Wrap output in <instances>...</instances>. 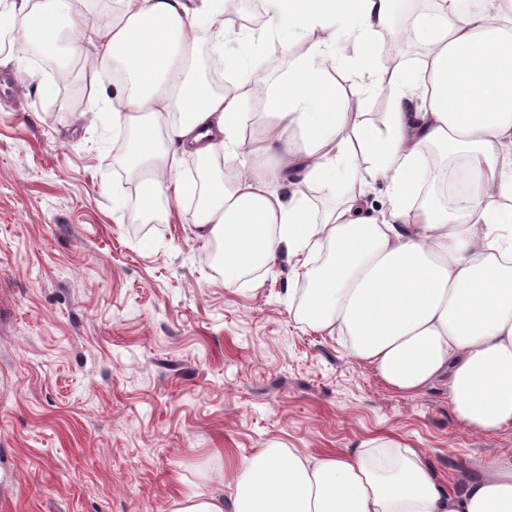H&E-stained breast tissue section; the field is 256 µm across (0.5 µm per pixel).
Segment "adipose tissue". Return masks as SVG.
<instances>
[{
  "label": "adipose tissue",
  "instance_id": "obj_1",
  "mask_svg": "<svg viewBox=\"0 0 512 512\" xmlns=\"http://www.w3.org/2000/svg\"><path fill=\"white\" fill-rule=\"evenodd\" d=\"M214 0H117L99 20L85 0H0L11 46L66 45L99 85L119 72L112 120L130 126L122 159L143 217L164 221L171 198L198 193L191 220L201 239L224 244V282L255 263L293 260L310 281L302 311L311 326L347 339L356 358L394 390L445 383L456 418L479 434L512 425V0H436L420 14L417 66L383 75L371 65L395 0H263L265 27L231 32L199 18ZM346 40L356 76L386 92L381 126L352 111L330 86ZM235 74L237 91L200 73ZM310 49L289 57L292 44ZM286 65L276 81L265 68ZM266 111L248 112L247 98ZM261 127L244 141L245 123ZM439 149L464 166L467 192H444ZM365 153L369 165L352 164ZM249 161L208 173L202 190L180 175L185 156ZM347 183L342 203L312 217L305 187ZM389 185L385 208L362 213L372 182ZM229 498L195 493L172 512H512V461L448 492L413 449L391 465L369 448L313 456L276 442L234 472Z\"/></svg>",
  "mask_w": 512,
  "mask_h": 512
}]
</instances>
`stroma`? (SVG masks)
Listing matches in <instances>:
<instances>
[{
	"label": "stroma",
	"mask_w": 512,
	"mask_h": 512,
	"mask_svg": "<svg viewBox=\"0 0 512 512\" xmlns=\"http://www.w3.org/2000/svg\"><path fill=\"white\" fill-rule=\"evenodd\" d=\"M0 67V512H171L278 441L315 456L395 440L448 489L512 458L442 386L384 385L342 338L299 316L309 286L280 258L224 284L192 198L137 220L112 110L81 62ZM380 124L388 99L331 72Z\"/></svg>",
	"instance_id": "1"
}]
</instances>
